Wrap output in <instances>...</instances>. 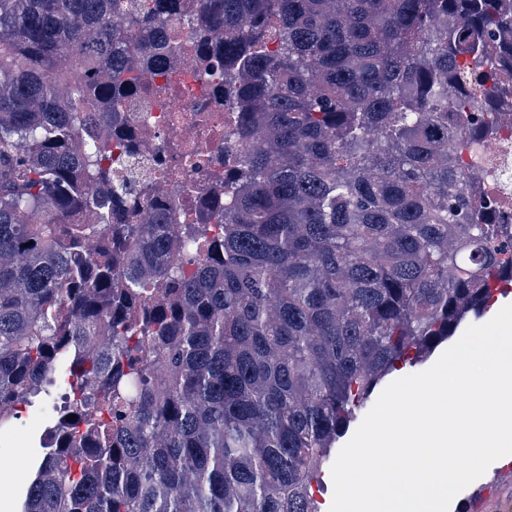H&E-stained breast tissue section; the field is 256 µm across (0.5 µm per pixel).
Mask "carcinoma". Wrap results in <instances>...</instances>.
<instances>
[{
  "mask_svg": "<svg viewBox=\"0 0 512 512\" xmlns=\"http://www.w3.org/2000/svg\"><path fill=\"white\" fill-rule=\"evenodd\" d=\"M180 2L0 0V404L70 391L21 512H321L375 391L512 285L469 162L512 114L504 0ZM176 55L233 113L186 224L125 118Z\"/></svg>",
  "mask_w": 512,
  "mask_h": 512,
  "instance_id": "carcinoma-1",
  "label": "carcinoma"
}]
</instances>
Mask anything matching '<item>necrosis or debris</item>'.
<instances>
[{
    "label": "necrosis or debris",
    "mask_w": 512,
    "mask_h": 512,
    "mask_svg": "<svg viewBox=\"0 0 512 512\" xmlns=\"http://www.w3.org/2000/svg\"><path fill=\"white\" fill-rule=\"evenodd\" d=\"M163 72L171 94L135 100L126 115L142 135L141 152L147 159L143 182L150 188L149 198L166 205L181 185L212 187L224 168L227 145L213 81L188 62L165 66Z\"/></svg>",
    "instance_id": "4bbe7bcc"
}]
</instances>
